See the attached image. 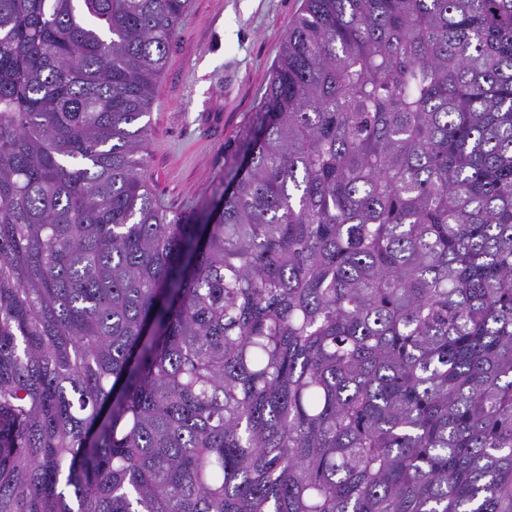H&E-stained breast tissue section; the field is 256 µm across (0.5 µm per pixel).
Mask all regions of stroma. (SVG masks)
<instances>
[{
	"mask_svg": "<svg viewBox=\"0 0 512 512\" xmlns=\"http://www.w3.org/2000/svg\"><path fill=\"white\" fill-rule=\"evenodd\" d=\"M303 0H193L157 80L144 177L169 211L197 207L258 106Z\"/></svg>",
	"mask_w": 512,
	"mask_h": 512,
	"instance_id": "stroma-1",
	"label": "stroma"
}]
</instances>
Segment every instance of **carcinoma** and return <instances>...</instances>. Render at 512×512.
<instances>
[{"instance_id":"carcinoma-1","label":"carcinoma","mask_w":512,"mask_h":512,"mask_svg":"<svg viewBox=\"0 0 512 512\" xmlns=\"http://www.w3.org/2000/svg\"><path fill=\"white\" fill-rule=\"evenodd\" d=\"M191 3L0 0V512H512V0H304L169 212Z\"/></svg>"}]
</instances>
